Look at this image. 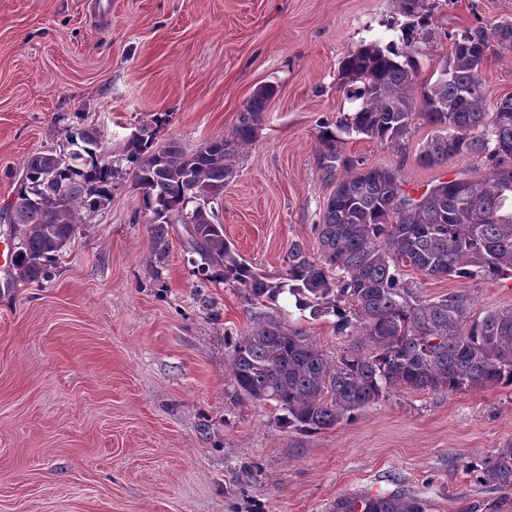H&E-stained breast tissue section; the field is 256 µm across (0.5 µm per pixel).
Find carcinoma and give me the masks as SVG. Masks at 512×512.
Segmentation results:
<instances>
[{"mask_svg": "<svg viewBox=\"0 0 512 512\" xmlns=\"http://www.w3.org/2000/svg\"><path fill=\"white\" fill-rule=\"evenodd\" d=\"M400 15L387 22L398 40H370L339 66L340 87L353 111L325 124L319 161L336 173L321 222L313 225L319 254L291 244L283 281L271 283L235 256L224 225L212 221L205 198L220 197L233 176L232 161L258 139L275 86H261L237 113L231 131L193 149L177 140L155 145L154 128L167 114L131 133L127 167L108 161L97 133L67 130L68 152L32 154L17 189L9 221L19 239L13 266L24 282L50 277L75 236L83 213L95 212L112 188L131 177L152 214L155 257L165 258L169 227L185 226L199 255L200 280L228 283L264 307L288 292L316 317L333 312L353 327L362 347L330 358L302 329L285 327L260 312L233 344L229 371L237 392L272 401L282 426L315 433L377 403L390 389L458 392L512 387V304L481 317L468 295L426 299L404 275L427 278L512 279V95L492 100L481 72L500 50H512V18L478 23L452 39L435 80H419L417 36L432 25L423 0H398ZM434 135L415 162L441 166L480 157L488 171L456 173L414 199L399 171L341 154V135L353 132L391 148L401 146L418 122ZM482 481L512 487V445L483 462L469 463ZM332 512H428L425 500L407 494L341 497Z\"/></svg>", "mask_w": 512, "mask_h": 512, "instance_id": "cac0c4a2", "label": "carcinoma"}]
</instances>
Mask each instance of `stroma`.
I'll return each mask as SVG.
<instances>
[{"label":"stroma","instance_id":"1","mask_svg":"<svg viewBox=\"0 0 512 512\" xmlns=\"http://www.w3.org/2000/svg\"><path fill=\"white\" fill-rule=\"evenodd\" d=\"M416 50L431 77L452 36L512 18V0H426ZM398 0H0V253L18 244L8 216L33 153L95 129L113 164L153 113L156 145L194 148L228 132L261 85L277 89L258 139L233 163L212 208L224 236L278 283L292 242L318 254L334 177L318 160L323 122L350 112L340 60L385 35ZM434 130L401 147L343 136L350 158L398 169L418 195L482 159L421 167ZM151 213L131 182L88 214L50 279L27 283L0 263V512H330L336 499L406 491L429 512L508 503L512 488L467 470L512 444V387L392 390L355 420L305 433L274 404L237 393L231 341L254 320L246 295L201 286L183 225L152 252ZM420 295L468 294L473 316L512 303V280L427 279ZM266 311L307 331L328 356L351 336L281 294Z\"/></svg>","mask_w":512,"mask_h":512}]
</instances>
